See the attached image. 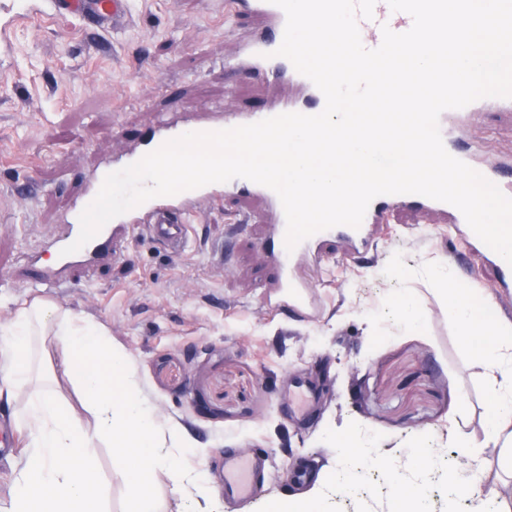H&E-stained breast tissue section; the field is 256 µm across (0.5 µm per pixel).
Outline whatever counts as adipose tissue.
Instances as JSON below:
<instances>
[{
	"label": "adipose tissue",
	"instance_id": "adipose-tissue-1",
	"mask_svg": "<svg viewBox=\"0 0 512 512\" xmlns=\"http://www.w3.org/2000/svg\"><path fill=\"white\" fill-rule=\"evenodd\" d=\"M443 296L461 339L492 377L486 441L499 448L512 475V321L488 320L480 289L444 277ZM76 389L80 407L67 400ZM0 405L30 436L22 474L0 512H99L98 444L111 450L128 512H164L152 483L167 470L172 492L196 484L173 465L166 438L176 424L162 420L139 396L124 354L102 329L41 300L19 309L0 340Z\"/></svg>",
	"mask_w": 512,
	"mask_h": 512
}]
</instances>
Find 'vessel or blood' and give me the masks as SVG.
<instances>
[{
	"mask_svg": "<svg viewBox=\"0 0 512 512\" xmlns=\"http://www.w3.org/2000/svg\"><path fill=\"white\" fill-rule=\"evenodd\" d=\"M52 10L61 16L76 17L94 25L110 24L119 28L130 17L128 0H50ZM235 13L253 15L257 29L250 35L237 38L232 69L240 77L247 78L257 72L270 74L277 81L271 87L262 106L220 115L187 116L177 114L150 132L137 138L133 149L120 161L100 164L86 177L84 191L72 209L63 215L53 237L45 241L41 249L26 256V280L29 287L59 288L68 275L77 269L94 270L116 261L123 252L131 234L144 230L172 250H180L185 242L187 218L198 202H211L224 195L255 197L262 201L260 212L244 211L245 222L261 220L263 223V252L266 262L275 271L267 285L270 305L303 311L311 307L313 294L295 274L297 265L304 259L319 256L328 245L341 240L353 252L366 249L374 240L380 224L386 223L391 210L409 208L432 212L450 223L463 225L467 246L499 264V286L512 289V266L501 261L498 253L485 245L476 234L465 228V218L454 206L416 194L382 195L369 205L359 228L336 226L299 243L294 250L285 246L286 217L278 195L270 188L244 178L224 183H213L175 196L156 197L129 212L112 219L99 233L78 252L65 254L66 246L73 243L80 231L79 216L96 197L109 173L137 162L166 141L188 132H206L252 124L283 113L309 114L322 111L325 106L323 93L307 77L301 75L293 64L277 53L286 24V15L271 0H233ZM412 18L408 13L392 11L387 0H376L372 18H359L361 41L373 49L382 41L383 28L403 33L410 29ZM492 110L512 112V98H482L461 109L444 111L439 127L446 150L455 158L470 162V151L460 146L461 133L474 113ZM53 254L52 264L41 262L42 251ZM312 398L306 381L292 378L283 401L297 416H304ZM263 483L260 461L234 448L224 451V482L222 493L225 500L240 502L250 499Z\"/></svg>",
	"mask_w": 512,
	"mask_h": 512,
	"instance_id": "obj_1",
	"label": "vessel or blood"
}]
</instances>
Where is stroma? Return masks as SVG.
<instances>
[{
	"mask_svg": "<svg viewBox=\"0 0 512 512\" xmlns=\"http://www.w3.org/2000/svg\"><path fill=\"white\" fill-rule=\"evenodd\" d=\"M22 2L23 14L0 10V324L41 298L102 326L143 396L192 439L174 454L205 479L198 512H272L296 495L288 474L300 467L342 479L336 433L347 427L361 430L365 455L351 496L326 489L331 512H393L383 467L418 481V449H434L440 471L462 456L460 438L479 461L476 480L511 502L512 477L484 445L488 375L459 337L434 270L444 263L462 283L491 289L509 320L512 294L498 291L497 269L469 252L455 225L395 210L367 253L333 244L296 271L316 298L302 315L267 306L259 227L241 222L231 199L199 206L181 251L141 231L112 266L65 287L14 282L26 248L54 234L86 175L166 113L232 112L266 94L264 76L224 70L233 31L248 24L224 0H130L128 27L94 33L55 16L49 0ZM464 138L480 144V166L511 162L512 113L473 114ZM396 293L411 297L418 330L393 311ZM292 375L318 395L305 425L281 400ZM28 445L0 407L1 506ZM228 448L267 457L257 494L233 506L218 492Z\"/></svg>",
	"mask_w": 512,
	"mask_h": 512,
	"instance_id": "35a3bbf8",
	"label": "stroma"
}]
</instances>
